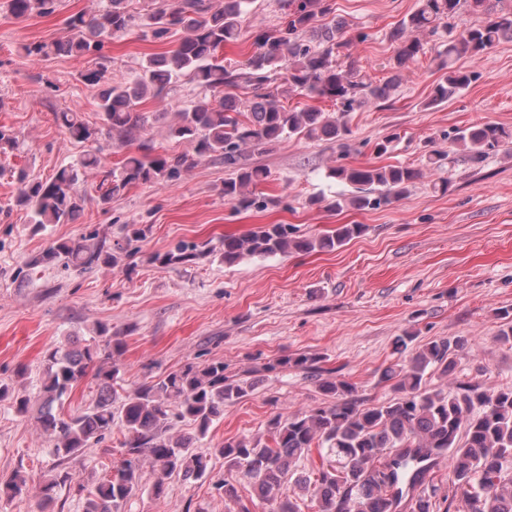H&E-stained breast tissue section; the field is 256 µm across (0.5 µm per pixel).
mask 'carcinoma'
<instances>
[{
    "instance_id": "cac0c4a2",
    "label": "carcinoma",
    "mask_w": 512,
    "mask_h": 512,
    "mask_svg": "<svg viewBox=\"0 0 512 512\" xmlns=\"http://www.w3.org/2000/svg\"><path fill=\"white\" fill-rule=\"evenodd\" d=\"M246 3L150 0L143 26L153 41L164 44L179 29L183 36L173 47L148 56L128 82L108 78L111 60L101 54L106 40L127 33L135 24L128 0H107L106 6L92 13L72 14L65 39L22 47L32 60L54 55L92 57V66L80 73V81L93 94L99 124L85 121L77 109L54 113V121L81 142H95L105 134L129 148L117 168L90 150L47 180L20 171L16 203L30 211L35 230L76 223L85 203L80 184L89 178L96 183L99 204L108 206L133 186L179 181L203 157H216L231 171L224 180L225 200L240 208L264 209L271 199L253 196L251 188L265 181L267 173L252 165L251 157L292 137L333 140L339 154L346 155L350 129L345 117L398 90L403 71L427 53L424 34L451 25L463 10L482 18L435 50L433 61L442 76L425 102L427 107L447 102L477 80L476 72L457 66L461 58L479 60L502 40L512 39V9L498 7L499 0H419L417 9L390 32L395 43L389 62L392 75L377 84L336 64V53L349 40L344 24L323 21L334 13L331 0H285L286 21L258 29L256 52L239 71L224 66L219 52L240 36ZM58 6L59 0H4V7L16 18L49 17ZM283 61L288 66L282 78L286 89L281 90L271 85L270 73ZM181 77L194 81L205 96L179 110L167 126L169 140L189 147L170 155L146 138L148 128L163 114L143 112L139 105L148 97H162L168 85ZM241 81L253 93L248 112L240 110L233 92ZM290 92L330 99L338 113L316 107L290 109L282 101L283 94ZM448 143L451 150L479 162L493 151H511L512 130L493 122L474 123L449 132ZM327 176L354 187V193L329 200L312 197L309 204L323 203L336 212L370 211L405 197L423 177V170L403 164H337L329 167ZM125 230L126 246L115 251L90 231L77 239L52 241L28 266H62L80 273L102 265L114 268L122 259L136 256L139 248L132 244L145 241L150 232L144 224H127ZM364 230L362 224H338L317 236H300L286 224H264L216 244L180 241L164 253L149 255L147 262L169 267L214 255L232 265L246 257L333 252ZM98 333L104 338L101 347L59 346L48 352L36 421L54 440L53 453L63 461L104 440L113 426L122 428L123 456L97 479L85 506V512H121L140 490L147 462L153 471L149 490L157 501L165 498L172 475L186 480L204 477L209 453L198 450L195 443L224 415V404L244 397L252 384L224 375V362L212 361L202 367L187 363L128 391L120 384L117 364L124 351L122 341L108 336L103 325ZM414 341L417 346L409 358L381 371L380 382L391 387L394 397L377 404L361 400L355 383L319 367L318 355H287L267 366L269 371H313L318 389L332 402L286 417L273 416L264 438L244 435L214 446L213 452L224 457V496L235 497L230 481L235 476L250 481L261 498L274 504L273 512H300L289 490L291 483L311 493L317 512H439L442 500L450 505L460 502L463 512H512V474L504 468L512 458V385L487 388L460 380L448 392L434 387L433 375L456 374L468 340L419 342L417 336L407 334L397 339V352L403 353ZM90 373L98 386L92 406L68 416L59 412L73 388ZM5 398L13 400L17 413H29V399L0 383V400ZM185 420L195 424L196 435H171ZM302 458L310 461V468L307 475L296 478V463ZM444 458L448 492L441 495L430 470ZM68 480L62 472L47 479L39 488L42 503L52 502L56 488ZM26 495L27 478L20 471L0 484V497L21 502Z\"/></svg>"
}]
</instances>
